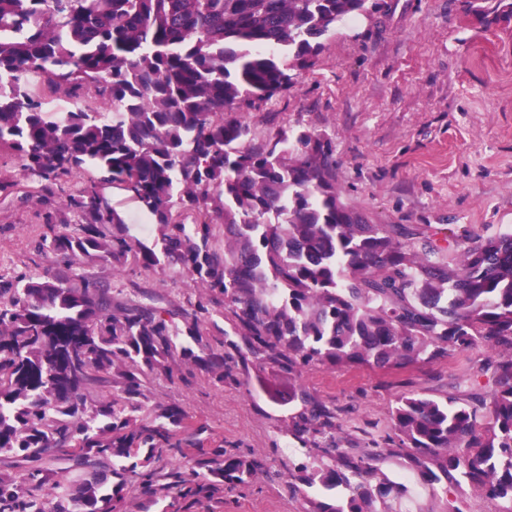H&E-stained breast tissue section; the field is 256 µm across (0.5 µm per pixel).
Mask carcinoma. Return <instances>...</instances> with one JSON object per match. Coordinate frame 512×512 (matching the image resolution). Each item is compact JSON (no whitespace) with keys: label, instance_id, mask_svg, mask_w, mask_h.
I'll list each match as a JSON object with an SVG mask.
<instances>
[{"label":"carcinoma","instance_id":"carcinoma-1","mask_svg":"<svg viewBox=\"0 0 512 512\" xmlns=\"http://www.w3.org/2000/svg\"><path fill=\"white\" fill-rule=\"evenodd\" d=\"M369 0H0V146L47 185L94 171L158 226L147 243L93 183L65 197L82 224H45L38 275L0 283V512H121L125 490L152 494L151 463L181 453L178 404L149 406V384L185 361L218 382V313L246 353L298 377L320 365L385 369L478 344L504 352L495 389L459 403L408 393L377 442L332 463L296 465L310 487L343 490L329 511L393 512L407 486L374 462L409 457L430 487L459 477L512 512V231L461 242L430 226L369 224L336 187L330 138L285 128L255 142L241 114L288 88L336 25ZM102 108L51 118L29 79ZM177 209L203 214L186 224ZM224 247L215 246L216 226ZM179 269L198 291L175 311L123 300L94 269ZM189 337L196 349L181 346ZM291 431L305 445L336 415L304 388ZM57 462L68 477L39 495ZM111 464V477L101 473ZM174 483L180 496L234 489L261 468L214 448Z\"/></svg>","mask_w":512,"mask_h":512}]
</instances>
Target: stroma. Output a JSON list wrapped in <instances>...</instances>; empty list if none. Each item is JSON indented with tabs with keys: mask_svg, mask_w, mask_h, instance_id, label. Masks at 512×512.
<instances>
[{
	"mask_svg": "<svg viewBox=\"0 0 512 512\" xmlns=\"http://www.w3.org/2000/svg\"><path fill=\"white\" fill-rule=\"evenodd\" d=\"M376 11L336 26L312 66L295 71L288 89L243 115L255 138L284 127L331 138L341 200L371 224H429L461 236L492 237L512 230V0H376ZM0 178L16 190L0 195V280L41 269L37 243L46 221L77 224L64 202L88 178H66L60 191H41L23 178L19 160L0 151ZM113 289L137 283L153 305L187 306L194 290L178 269L145 272L129 264L102 267ZM485 345L449 350L446 358L391 369L316 366L302 377L233 357L232 376L214 384L193 367L157 379L155 405L181 403L190 422L179 430L180 456L157 462L155 498L130 488L125 512H315L339 498L315 488L293 491L288 471L308 460L288 431L302 409L296 385L336 413V445L355 454L386 442L387 423L401 394L460 402L490 394ZM261 460L249 485L180 499L166 489L172 473L216 446ZM390 480L410 493L398 512H494L465 484L432 491L401 455L380 459Z\"/></svg>",
	"mask_w": 512,
	"mask_h": 512,
	"instance_id": "stroma-1",
	"label": "stroma"
}]
</instances>
